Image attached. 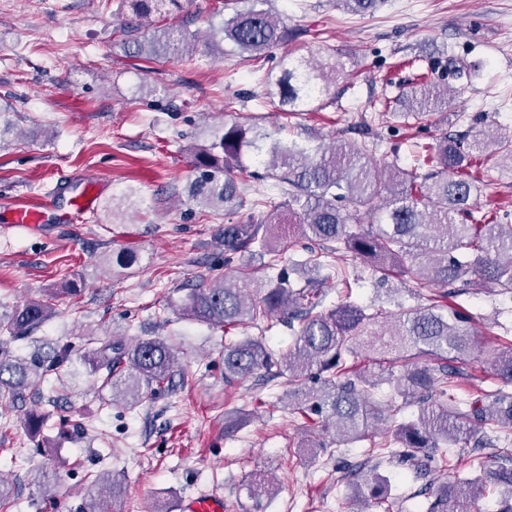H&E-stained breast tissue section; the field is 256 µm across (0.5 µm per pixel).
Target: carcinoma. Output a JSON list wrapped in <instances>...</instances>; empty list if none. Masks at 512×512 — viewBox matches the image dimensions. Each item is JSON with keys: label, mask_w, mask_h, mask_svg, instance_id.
I'll return each mask as SVG.
<instances>
[{"label": "carcinoma", "mask_w": 512, "mask_h": 512, "mask_svg": "<svg viewBox=\"0 0 512 512\" xmlns=\"http://www.w3.org/2000/svg\"><path fill=\"white\" fill-rule=\"evenodd\" d=\"M349 11L364 14L381 0H340ZM131 18L122 28L125 43L136 56L158 53L177 58L195 36L184 29L165 27L142 37L143 21L153 14H171L184 0H122ZM222 40L240 53L257 58L288 41V29L267 9L250 6L236 9L220 27ZM336 61L316 63L287 55L275 79L270 104L301 112L323 102L329 86L343 75ZM412 115L429 113L434 99L446 93L421 78L407 92ZM362 136L356 146L343 140L325 148L296 140L272 137L248 121L224 125L210 145L194 154L197 176L189 186L196 204L224 215L247 207L246 220L218 229L224 246V266L236 260L257 259L263 269L276 275L254 277L250 272L228 283V274L214 269L202 288L193 290L180 308L190 320L228 333L246 324L256 325L274 317L294 328V343L284 353L273 354L264 343L249 336L224 344V381L244 379L265 370L270 379L288 377L285 408L310 421L309 433L330 435L336 446L367 441L383 451L388 443L377 442L378 431H391L400 444L399 460L420 476L432 462L419 456L418 448L439 454L443 445L467 447L469 436L480 432L486 444L512 451V340L489 345L486 361L496 388H475L462 398L461 381L472 375L467 365L476 346L471 318L466 311L447 305L448 293L437 286L462 283L457 294L479 282L501 294L512 295V224L482 211L473 200L483 180V160L496 157L512 164V138L499 136L488 152L484 133L474 135L468 148L443 135L434 143L413 144L415 161L400 163L398 148L392 161L379 164L378 135L373 121L349 125ZM264 165L263 178L280 184V196L257 203L246 198L253 177L242 160ZM354 207L344 212L337 203ZM267 209L255 217L257 206ZM368 228H362V225ZM305 239L303 258L294 266L321 275L300 287L279 269L286 239ZM363 258L375 271L389 273L409 285L414 305L395 302L388 323L379 324L380 307L350 300L351 274L346 261ZM336 279L347 291L340 302L323 308L321 284ZM56 314L53 304L32 301L0 312V405L13 404L24 391L58 374L72 362V346L41 344L27 355L12 350L19 341H35L34 332ZM86 372L100 379L99 388L110 392L107 404L133 409L147 392L169 386L176 355L162 338L133 343L108 338L92 339L81 356ZM408 407L412 414L398 420ZM471 476L441 483L431 491L424 512H459L464 499L486 487V481L508 487L498 512H512V466L492 468L483 456L470 458ZM355 494L366 501L384 503L388 479L378 466L358 476ZM273 482L264 473L251 475L242 489L257 508L273 495ZM120 489L107 483L98 498H90L87 512H112L109 500Z\"/></svg>", "instance_id": "cac0c4a2"}]
</instances>
